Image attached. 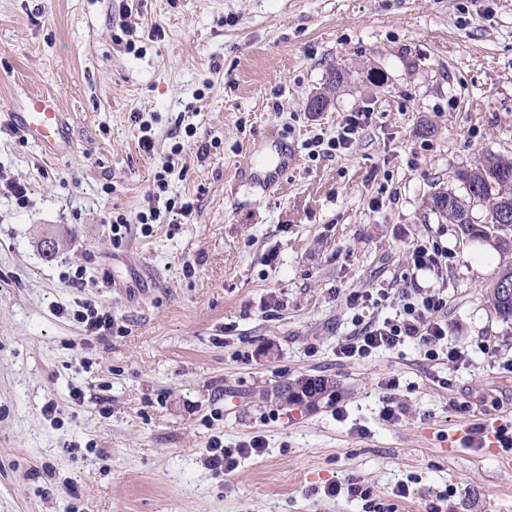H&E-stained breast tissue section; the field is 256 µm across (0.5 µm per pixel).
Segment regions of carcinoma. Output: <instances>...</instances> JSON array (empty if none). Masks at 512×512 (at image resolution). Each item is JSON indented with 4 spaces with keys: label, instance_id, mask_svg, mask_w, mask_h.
<instances>
[{
    "label": "carcinoma",
    "instance_id": "1",
    "mask_svg": "<svg viewBox=\"0 0 512 512\" xmlns=\"http://www.w3.org/2000/svg\"><path fill=\"white\" fill-rule=\"evenodd\" d=\"M345 81V71L331 72L325 91L316 95L323 106H328L330 94ZM465 194L441 192L431 200V207L457 225L459 231L471 238L491 244L500 256L499 271L494 277L490 291L491 305L504 321L512 320V159L500 155H488L477 167L459 174ZM480 206L485 219L462 222L464 215H470L473 207Z\"/></svg>",
    "mask_w": 512,
    "mask_h": 512
}]
</instances>
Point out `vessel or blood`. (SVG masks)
Returning <instances> with one entry per match:
<instances>
[{
  "label": "vessel or blood",
  "mask_w": 512,
  "mask_h": 512,
  "mask_svg": "<svg viewBox=\"0 0 512 512\" xmlns=\"http://www.w3.org/2000/svg\"><path fill=\"white\" fill-rule=\"evenodd\" d=\"M8 126L35 142L45 156L57 157L74 149L71 124L55 96L42 92L29 93L19 100L16 112L10 115ZM296 162L294 147L279 141L265 163L247 165L240 169L237 178L241 185L266 191L275 187Z\"/></svg>",
  "instance_id": "vessel-or-blood-1"
}]
</instances>
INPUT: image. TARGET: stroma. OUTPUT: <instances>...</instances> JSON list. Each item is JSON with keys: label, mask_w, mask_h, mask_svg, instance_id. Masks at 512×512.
Returning <instances> with one entry per match:
<instances>
[{"label": "stroma", "mask_w": 512, "mask_h": 512, "mask_svg": "<svg viewBox=\"0 0 512 512\" xmlns=\"http://www.w3.org/2000/svg\"><path fill=\"white\" fill-rule=\"evenodd\" d=\"M128 3L122 15L116 0H0V174L29 197L18 207L0 185V512H363L324 493L351 478L397 512H426L441 492L449 512H512V471L493 452L436 440L512 419V322L489 302L497 260L473 261L487 244L428 206L487 154L512 159V0ZM125 26L136 51L114 39ZM336 67L345 83L309 112ZM29 90L61 102L69 155L7 127ZM353 112L369 118L349 148H308ZM190 125L207 155L187 146ZM280 136L297 164L268 193L239 187L237 169ZM178 142V208L114 245L111 214L147 209ZM433 244L447 267L416 269L413 246ZM378 288L393 301L366 318L395 314L405 288L447 295L439 318L467 362L413 340L342 357L349 295ZM86 303L111 313V332L86 335ZM299 377L334 391L313 408L271 400ZM215 436L265 447L225 476L207 464ZM404 483L410 497L395 499Z\"/></svg>", "instance_id": "35a3bbf8"}]
</instances>
